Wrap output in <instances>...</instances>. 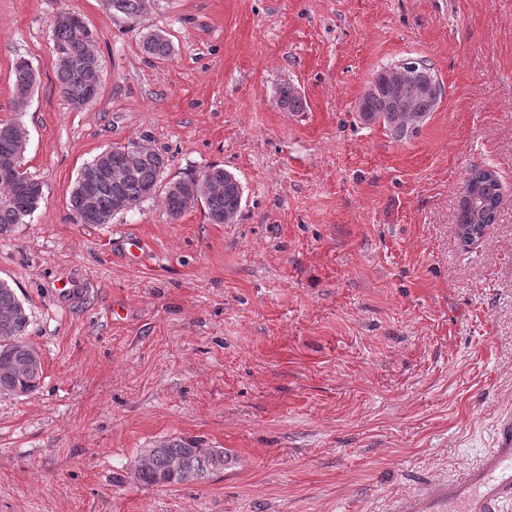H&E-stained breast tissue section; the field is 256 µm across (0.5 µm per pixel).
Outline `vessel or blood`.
<instances>
[{
  "instance_id": "1",
  "label": "vessel or blood",
  "mask_w": 512,
  "mask_h": 512,
  "mask_svg": "<svg viewBox=\"0 0 512 512\" xmlns=\"http://www.w3.org/2000/svg\"><path fill=\"white\" fill-rule=\"evenodd\" d=\"M512 502V417L500 421L493 448L456 476L396 498L388 512H501Z\"/></svg>"
}]
</instances>
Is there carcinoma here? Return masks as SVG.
<instances>
[{
	"mask_svg": "<svg viewBox=\"0 0 512 512\" xmlns=\"http://www.w3.org/2000/svg\"><path fill=\"white\" fill-rule=\"evenodd\" d=\"M106 11L122 15L133 22H142L146 13L145 0H103ZM55 52L62 61L56 62V81L59 92L68 103L81 102L87 106L98 95L101 86V68L85 64V42L81 32L71 26H56L53 30ZM142 50L152 58L164 62L172 53L170 39L162 32L147 34L141 41ZM37 82L32 65L25 59L13 67V92L29 94ZM280 106L290 112L304 108L301 95L291 85L279 90ZM434 103L427 98L417 99V111H391L386 86L363 95L359 113L362 122L381 121V125L396 141H402L419 131L422 116L431 114ZM25 109L16 110L15 117L0 120V160L14 150L11 129L22 123ZM168 165L165 155L145 148L134 147L126 153L112 154V169L124 170L128 176L121 183L111 180L99 183L95 190V208L111 217L112 200L120 192L140 204L164 194L167 214L173 220L189 210L202 206L209 223H224V215L238 213L241 208L235 187L224 180V168L215 165L199 174L162 184L161 176ZM82 174H77L68 198L69 209L79 223L92 224L78 187ZM17 182L27 187L25 197L13 201L15 186L0 183V235H6L33 216L42 199V187L20 170ZM501 184L498 176H481L470 170L463 180L459 197L457 225L473 234H483L495 223L501 204ZM30 314L9 282L0 280V392L26 395L38 389L44 366L41 354L26 340ZM229 460L222 448H203L191 440L163 441L140 452L133 477L145 486L185 484L224 469Z\"/></svg>",
	"mask_w": 512,
	"mask_h": 512,
	"instance_id": "obj_1",
	"label": "carcinoma"
}]
</instances>
